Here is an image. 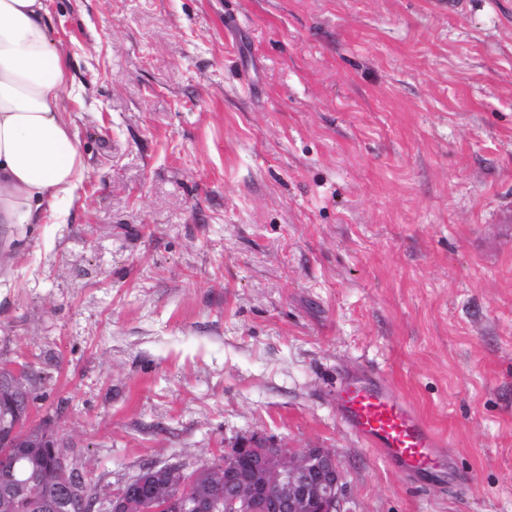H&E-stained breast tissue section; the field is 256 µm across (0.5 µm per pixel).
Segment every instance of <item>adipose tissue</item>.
Masks as SVG:
<instances>
[{
  "label": "adipose tissue",
  "mask_w": 512,
  "mask_h": 512,
  "mask_svg": "<svg viewBox=\"0 0 512 512\" xmlns=\"http://www.w3.org/2000/svg\"><path fill=\"white\" fill-rule=\"evenodd\" d=\"M72 78L45 0H0V237L73 200L86 166L60 104Z\"/></svg>",
  "instance_id": "adipose-tissue-1"
}]
</instances>
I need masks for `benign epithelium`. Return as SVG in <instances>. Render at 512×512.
Instances as JSON below:
<instances>
[{
  "mask_svg": "<svg viewBox=\"0 0 512 512\" xmlns=\"http://www.w3.org/2000/svg\"><path fill=\"white\" fill-rule=\"evenodd\" d=\"M26 368L0 370V456L23 458L0 473V512H342L343 475L329 448H288L254 435L224 449V458L192 471L153 464L117 491L101 492L86 464L50 423L27 426L31 401ZM180 478V502L170 497Z\"/></svg>",
  "mask_w": 512,
  "mask_h": 512,
  "instance_id": "benign-epithelium-1",
  "label": "benign epithelium"
}]
</instances>
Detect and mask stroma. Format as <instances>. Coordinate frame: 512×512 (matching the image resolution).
<instances>
[{"label":"stroma","mask_w":512,"mask_h":512,"mask_svg":"<svg viewBox=\"0 0 512 512\" xmlns=\"http://www.w3.org/2000/svg\"><path fill=\"white\" fill-rule=\"evenodd\" d=\"M86 178L0 277L94 483L262 434L348 512H512V0H47ZM387 374L463 483L410 488L330 393Z\"/></svg>","instance_id":"obj_1"}]
</instances>
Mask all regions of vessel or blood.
Wrapping results in <instances>:
<instances>
[{
	"label": "vessel or blood",
	"mask_w": 512,
	"mask_h": 512,
	"mask_svg": "<svg viewBox=\"0 0 512 512\" xmlns=\"http://www.w3.org/2000/svg\"><path fill=\"white\" fill-rule=\"evenodd\" d=\"M342 427L410 485L446 482L454 466L447 441L377 369L338 375L333 393Z\"/></svg>",
	"instance_id": "obj_1"
}]
</instances>
